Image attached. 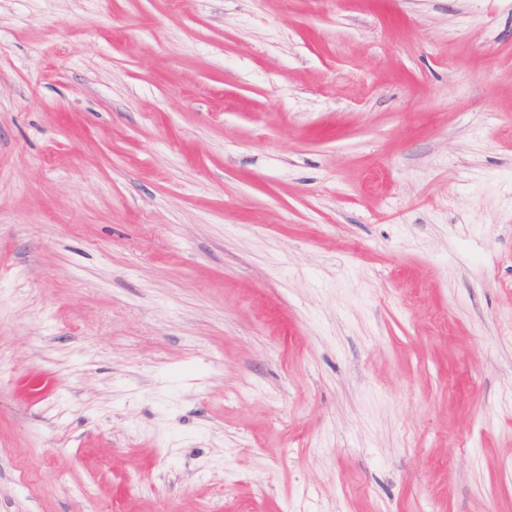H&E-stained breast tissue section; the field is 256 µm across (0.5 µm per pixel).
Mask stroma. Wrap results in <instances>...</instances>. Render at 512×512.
Instances as JSON below:
<instances>
[{"mask_svg":"<svg viewBox=\"0 0 512 512\" xmlns=\"http://www.w3.org/2000/svg\"><path fill=\"white\" fill-rule=\"evenodd\" d=\"M0 512H512V0H0Z\"/></svg>","mask_w":512,"mask_h":512,"instance_id":"stroma-1","label":"stroma"}]
</instances>
